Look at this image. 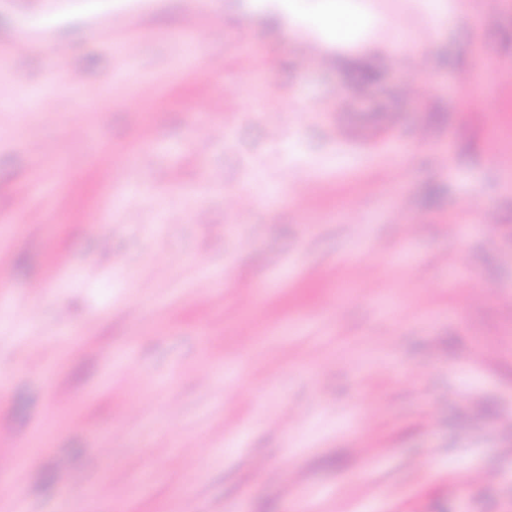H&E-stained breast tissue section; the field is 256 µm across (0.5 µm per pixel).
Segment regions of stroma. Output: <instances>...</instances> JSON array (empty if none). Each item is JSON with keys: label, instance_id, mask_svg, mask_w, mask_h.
Segmentation results:
<instances>
[{"label": "stroma", "instance_id": "35a3bbf8", "mask_svg": "<svg viewBox=\"0 0 512 512\" xmlns=\"http://www.w3.org/2000/svg\"><path fill=\"white\" fill-rule=\"evenodd\" d=\"M351 2L379 25L302 70L277 0H0V505L512 512V0ZM396 55L398 56H413L417 57L421 60V66L418 68V61L413 58H400L396 57L394 61L392 62V66L395 70L407 73V72H415V77L417 80L426 83L427 85L431 84V78L426 70L424 59H425V50L424 47L420 44H403L398 45V49L396 52Z\"/></svg>", "mask_w": 512, "mask_h": 512}]
</instances>
